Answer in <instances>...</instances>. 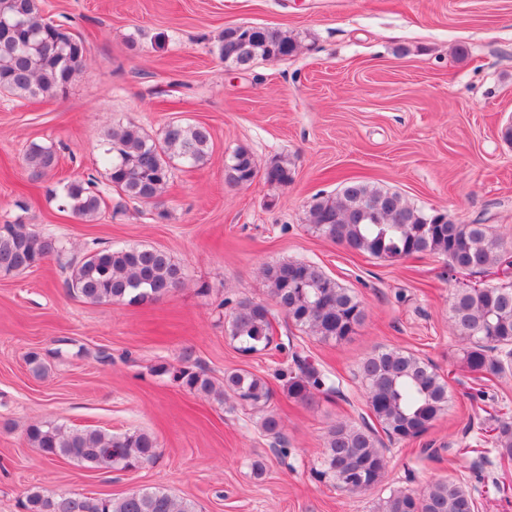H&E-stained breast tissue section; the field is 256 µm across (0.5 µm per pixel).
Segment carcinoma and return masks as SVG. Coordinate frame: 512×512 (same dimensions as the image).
<instances>
[{
    "label": "carcinoma",
    "instance_id": "1",
    "mask_svg": "<svg viewBox=\"0 0 512 512\" xmlns=\"http://www.w3.org/2000/svg\"><path fill=\"white\" fill-rule=\"evenodd\" d=\"M227 27L216 45L219 58L238 66L229 55ZM250 68L279 55L291 56L299 42L272 27L244 26ZM85 62L83 41L61 24L43 17L40 0H0V92L19 100L53 99L66 93ZM106 162L112 187L130 200L158 199L175 164L193 168L210 154L212 134L202 123L171 121L161 137L153 138L127 122L107 127ZM28 168L39 176L53 170L58 156L51 145L34 144L25 155ZM262 177L280 189L292 181L288 160L258 166L252 152L236 147L224 166L230 187ZM60 200L76 218L92 221L103 199L93 182H61ZM308 221L318 235L361 254L400 260L430 254L446 260L450 270L482 274L499 270L512 242L490 232L485 224H459L448 215L436 216L408 203L399 193L364 180L345 182L335 197H322L309 209ZM62 251L50 235L28 231L23 224L0 225V274H19ZM262 274L275 305L289 322L322 342L339 343L356 333L366 317L363 303L319 266L301 260L267 264ZM184 268L164 251L142 245L98 249L73 266L67 291L87 302L152 304L184 285ZM449 327L461 343L460 364L489 380L499 378L512 358V283L484 288H457L449 300ZM225 333L238 352L250 355L276 350L291 357V366L275 370L288 398L302 405L319 396L336 394L332 378L304 349L288 337L275 342L271 313L262 303L239 300L225 319ZM184 358L180 368L159 367L188 392L231 401L261 414L260 428L272 451L288 456L280 416L271 408L269 381L244 369L224 372L222 384ZM359 373L368 406L391 440L422 436L448 409V382L425 359L401 348L373 352ZM31 447L47 460L67 459L86 469L129 470L155 463L161 455L156 437L134 430L112 434L99 429H73L52 422L27 428ZM494 451L512 461V416L496 420ZM387 460L376 430L348 420L332 424L325 436L319 465L310 469L320 483H331L357 494L382 482ZM24 512H195L192 504L155 490H138L120 497L58 494L35 490L21 503ZM373 512H476V500L462 482L438 479L420 490L392 489L378 498Z\"/></svg>",
    "mask_w": 512,
    "mask_h": 512
}]
</instances>
